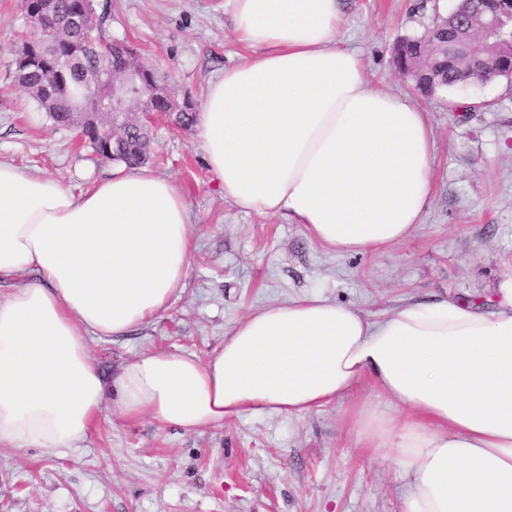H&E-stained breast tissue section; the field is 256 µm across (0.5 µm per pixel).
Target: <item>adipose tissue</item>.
I'll return each instance as SVG.
<instances>
[{
  "label": "adipose tissue",
  "instance_id": "obj_1",
  "mask_svg": "<svg viewBox=\"0 0 512 512\" xmlns=\"http://www.w3.org/2000/svg\"><path fill=\"white\" fill-rule=\"evenodd\" d=\"M247 56L213 81L196 136L225 199L287 215L323 248L376 254L421 224L428 112L372 88L339 46L340 0H230ZM194 251L185 195L146 168L81 193L0 161V447L65 455L108 405L197 432L265 411L306 416L371 380L405 408L353 407L360 447L390 449L403 512H512V286L410 302L370 320L313 294L236 323L207 359L141 353L105 379L88 336L161 317Z\"/></svg>",
  "mask_w": 512,
  "mask_h": 512
}]
</instances>
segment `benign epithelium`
Here are the masks:
<instances>
[{
  "label": "benign epithelium",
  "instance_id": "obj_1",
  "mask_svg": "<svg viewBox=\"0 0 512 512\" xmlns=\"http://www.w3.org/2000/svg\"><path fill=\"white\" fill-rule=\"evenodd\" d=\"M462 24L461 36L448 42L433 35L426 41L425 54L441 53L481 62V72L490 71L512 77V65L498 64L501 52L512 49V0H504L490 13L476 11L465 15L455 12L443 18L437 27L445 28L447 23ZM59 24L56 0H42L37 18L31 21L32 29L51 30ZM95 52L99 65L112 75V98H106L98 85L82 83L79 92L84 102V126L104 124L112 134V147L118 148L123 135L131 126L146 128L156 124L159 112L154 102L161 98L166 102V111L176 112L178 107L167 95L165 88L154 85L142 89L138 68L132 63L130 46L123 42L110 45H96Z\"/></svg>",
  "mask_w": 512,
  "mask_h": 512
}]
</instances>
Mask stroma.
<instances>
[{
  "label": "stroma",
  "mask_w": 512,
  "mask_h": 512,
  "mask_svg": "<svg viewBox=\"0 0 512 512\" xmlns=\"http://www.w3.org/2000/svg\"><path fill=\"white\" fill-rule=\"evenodd\" d=\"M418 0H343L341 46L357 50L369 84L420 100L436 141L422 224L379 256L339 255L281 216L237 210L213 182L194 128L154 127L147 167L186 196L194 253L161 317L89 343L104 376L147 350L206 358L237 321L272 303L318 293L370 319L410 301L484 299L512 285V79L420 97L395 48L422 33ZM105 38L127 40L176 102L200 105L235 65L228 0H94ZM27 20L0 0V160L80 192L112 173L75 131L55 126L13 80L11 52ZM405 410L368 383L302 418L267 413L187 433L112 414L65 457L0 450V512H402L405 483L390 453L360 448L347 410Z\"/></svg>",
  "instance_id": "stroma-1"
}]
</instances>
